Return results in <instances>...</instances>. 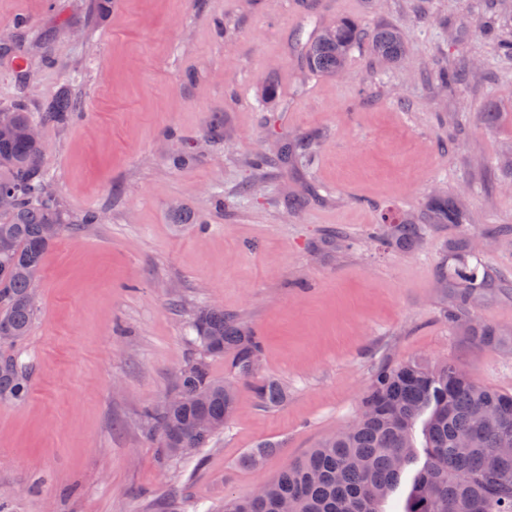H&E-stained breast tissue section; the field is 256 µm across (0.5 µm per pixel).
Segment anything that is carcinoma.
<instances>
[{
	"mask_svg": "<svg viewBox=\"0 0 512 512\" xmlns=\"http://www.w3.org/2000/svg\"><path fill=\"white\" fill-rule=\"evenodd\" d=\"M361 37V28L351 18L314 33L297 43L308 72L313 76L337 74L345 69L349 51ZM371 50L380 60L398 64L407 46L392 27L377 29ZM470 65L453 64L439 75L450 88L463 86ZM3 122L11 132L0 137V192L13 197V206L0 210V336L19 343L35 319L36 302L31 280L38 277L44 255L57 237L47 235V226L62 233L68 220L47 193L41 165L43 144L28 138L33 123L64 126L80 112L77 95L68 87L46 102L38 117L17 103L9 107ZM311 148L307 137L286 141L280 149L283 160L304 157ZM468 223L467 214L454 200L439 196L422 213L396 220L389 212L380 215L376 238L400 243L420 241L430 224ZM456 307L451 321L470 316L476 278L457 275ZM201 354L179 375L171 405H156L145 412L150 430L174 457H189L205 448L224 430L235 412L237 395L225 391L224 381L214 378L209 359L225 357L241 379L255 377L262 355L256 334L224 315L215 306L197 309L190 325ZM472 336L480 343H499L497 330L474 321ZM8 367L0 369V399L24 401L30 392L27 368L15 355H6ZM261 403L276 405L285 397L274 380L256 382ZM424 443L417 447L416 427ZM458 434H467L473 448L460 453L454 447ZM512 441V395L485 388L456 373L449 362L407 360L381 370L362 402L356 424L325 440L301 459L289 463L275 478L265 482L260 499H234L224 503V512H279L284 499L294 502L295 512H383L410 479L400 500L399 512H512V457L499 449ZM277 444L265 442L247 454L242 463L259 468Z\"/></svg>",
	"mask_w": 512,
	"mask_h": 512,
	"instance_id": "carcinoma-1",
	"label": "carcinoma"
}]
</instances>
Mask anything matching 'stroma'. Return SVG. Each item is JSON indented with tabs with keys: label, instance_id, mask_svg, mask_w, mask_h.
I'll return each instance as SVG.
<instances>
[{
	"label": "stroma",
	"instance_id": "1",
	"mask_svg": "<svg viewBox=\"0 0 512 512\" xmlns=\"http://www.w3.org/2000/svg\"><path fill=\"white\" fill-rule=\"evenodd\" d=\"M93 3L0 0V30L31 52L19 100L0 44V108L38 112L66 85L81 99L41 130L47 190L72 225L44 257L28 336L0 344L32 366L28 399L0 401L5 512H224L351 425L378 371L409 359L512 393V58L478 34L511 38L512 0L489 16L477 0H109L97 16ZM343 17L398 30L401 64L364 47L343 73L309 75L299 33ZM463 57L469 85H438ZM302 135L310 153L280 162ZM437 195L466 229L432 225L410 248L369 240L383 209L402 217ZM91 210L100 223H83ZM463 261L492 279L472 305L499 345L448 321ZM203 306L260 337L258 375L285 397L263 405L212 360L237 385L235 414L207 448L166 457L143 412L198 355Z\"/></svg>",
	"mask_w": 512,
	"mask_h": 512
}]
</instances>
